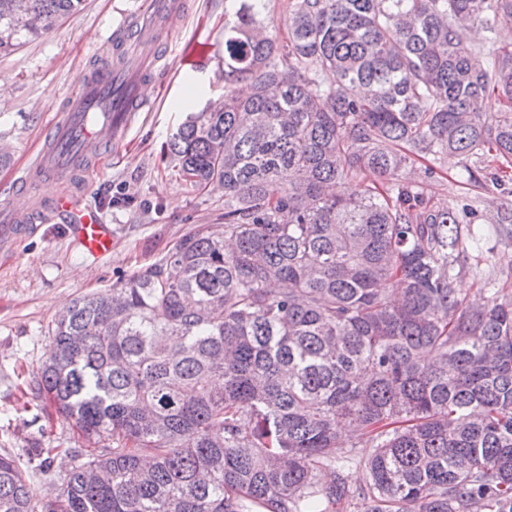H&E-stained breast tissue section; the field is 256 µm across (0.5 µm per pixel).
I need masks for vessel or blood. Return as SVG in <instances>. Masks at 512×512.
Segmentation results:
<instances>
[{
	"mask_svg": "<svg viewBox=\"0 0 512 512\" xmlns=\"http://www.w3.org/2000/svg\"><path fill=\"white\" fill-rule=\"evenodd\" d=\"M175 10L173 0H150L113 30L111 64L96 66L77 82L62 113L42 131L44 149L16 179L15 201L0 205V241L12 240L25 225L61 216L69 220V233L85 254L111 253V225L95 210L79 206L73 186L88 183L101 161L118 152L133 114L147 107L143 86L159 69L154 47L168 37L163 21ZM47 176L59 182L60 192L45 201L31 196Z\"/></svg>",
	"mask_w": 512,
	"mask_h": 512,
	"instance_id": "obj_1",
	"label": "vessel or blood"
}]
</instances>
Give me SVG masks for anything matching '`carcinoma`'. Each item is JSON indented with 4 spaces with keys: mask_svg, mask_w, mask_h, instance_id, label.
<instances>
[{
    "mask_svg": "<svg viewBox=\"0 0 512 512\" xmlns=\"http://www.w3.org/2000/svg\"><path fill=\"white\" fill-rule=\"evenodd\" d=\"M226 2L224 93L164 148L224 185V223L58 314L34 387L113 447L72 451L47 500L0 454V512H512V294L472 306L450 268L505 218L415 168L512 167V46L466 41L512 0H289L283 37L267 0ZM81 3L0 0V51ZM345 427L373 448L357 492Z\"/></svg>",
    "mask_w": 512,
    "mask_h": 512,
    "instance_id": "1",
    "label": "carcinoma"
}]
</instances>
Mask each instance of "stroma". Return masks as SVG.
<instances>
[{
    "label": "stroma",
    "mask_w": 512,
    "mask_h": 512,
    "mask_svg": "<svg viewBox=\"0 0 512 512\" xmlns=\"http://www.w3.org/2000/svg\"><path fill=\"white\" fill-rule=\"evenodd\" d=\"M146 0H83L78 11L14 49L0 53V142L12 151L0 165V201L31 158L43 125L56 118L79 77L93 63L113 26L141 10ZM207 55L200 67L185 65L189 47ZM157 51L168 65L144 87L149 110L136 113L121 158L106 166L87 196L114 247L93 259L83 254L65 218L37 225L9 249H0V453L25 466L36 495L58 493L72 461L69 449L84 441L69 421L57 416L47 396L29 387L46 358L49 330L61 308L79 296L111 289L133 271L158 262L184 233L198 224L224 221V190L198 193L186 185L163 152L183 114L175 103L196 95L197 105L222 92L224 0H180L173 32ZM429 189L455 207L478 213L493 209L509 216L497 225L482 255H459L452 275L467 299L512 293V169L500 188L459 178L461 160L451 155L434 165ZM50 449L47 471L29 467L27 451Z\"/></svg>",
    "instance_id": "1"
}]
</instances>
